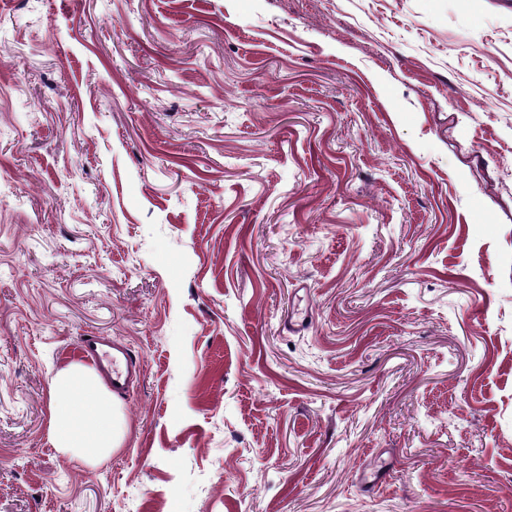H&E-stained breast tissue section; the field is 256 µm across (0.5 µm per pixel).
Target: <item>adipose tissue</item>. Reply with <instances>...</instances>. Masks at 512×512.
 Instances as JSON below:
<instances>
[{"label": "adipose tissue", "instance_id": "ef3b65f1", "mask_svg": "<svg viewBox=\"0 0 512 512\" xmlns=\"http://www.w3.org/2000/svg\"><path fill=\"white\" fill-rule=\"evenodd\" d=\"M52 397L48 438L54 448L81 462H93L119 448L123 429L112 394L98 373L74 363L49 383Z\"/></svg>", "mask_w": 512, "mask_h": 512}]
</instances>
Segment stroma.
Masks as SVG:
<instances>
[{
  "label": "stroma",
  "mask_w": 512,
  "mask_h": 512,
  "mask_svg": "<svg viewBox=\"0 0 512 512\" xmlns=\"http://www.w3.org/2000/svg\"><path fill=\"white\" fill-rule=\"evenodd\" d=\"M0 512H512V0H0ZM78 347L83 356L108 377L112 391H124L139 372V361L127 349L99 336H83ZM49 391L48 438L54 448L93 462L120 447L123 429L112 393L94 369L73 363L50 380Z\"/></svg>",
  "instance_id": "obj_1"
}]
</instances>
